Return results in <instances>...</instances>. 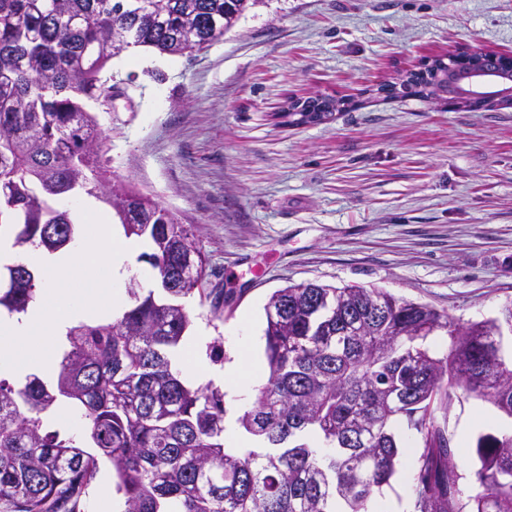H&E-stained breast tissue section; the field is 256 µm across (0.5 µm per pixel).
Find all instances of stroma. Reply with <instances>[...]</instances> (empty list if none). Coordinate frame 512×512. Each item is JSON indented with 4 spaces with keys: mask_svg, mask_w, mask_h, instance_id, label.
I'll use <instances>...</instances> for the list:
<instances>
[{
    "mask_svg": "<svg viewBox=\"0 0 512 512\" xmlns=\"http://www.w3.org/2000/svg\"><path fill=\"white\" fill-rule=\"evenodd\" d=\"M512 50V0H266L189 56L125 52L88 102L104 131L108 176L151 192L190 225L219 317L186 307L197 354L223 387L263 306L296 284L381 288L456 323L512 301V107L472 111L372 88L460 47ZM349 96L350 111L290 126V97ZM224 357L214 360L213 346ZM438 415L464 495L475 493L479 434L512 429L487 400L458 392ZM377 502L414 512L421 438Z\"/></svg>",
    "mask_w": 512,
    "mask_h": 512,
    "instance_id": "35a3bbf8",
    "label": "stroma"
}]
</instances>
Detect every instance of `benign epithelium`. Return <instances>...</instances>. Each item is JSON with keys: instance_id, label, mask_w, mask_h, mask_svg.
<instances>
[{"instance_id": "1", "label": "benign epithelium", "mask_w": 512, "mask_h": 512, "mask_svg": "<svg viewBox=\"0 0 512 512\" xmlns=\"http://www.w3.org/2000/svg\"><path fill=\"white\" fill-rule=\"evenodd\" d=\"M445 66L446 87L429 101L471 110L512 106V51L460 48L451 52Z\"/></svg>"}]
</instances>
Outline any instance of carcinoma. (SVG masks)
I'll use <instances>...</instances> for the list:
<instances>
[{
  "instance_id": "carcinoma-1",
  "label": "carcinoma",
  "mask_w": 512,
  "mask_h": 512,
  "mask_svg": "<svg viewBox=\"0 0 512 512\" xmlns=\"http://www.w3.org/2000/svg\"><path fill=\"white\" fill-rule=\"evenodd\" d=\"M0 0V225L14 245L56 252L75 224L50 201L93 194L103 139L86 102L108 92L99 73L128 45L192 55L263 0ZM101 201L123 207L127 237H146L142 258L166 299L143 294L107 323H80L54 380L0 377V512H78L98 457L112 462L125 512H373L400 461L391 423L421 435L414 512H512V431L482 434L475 495L463 500L453 449L434 403L462 388L512 420V302L466 326L432 306L381 288L315 283L274 291L264 310L267 384L238 422L262 447L224 442V393L191 388L171 355L191 319L182 299L206 296L197 240L154 198L123 182ZM0 314L21 315L39 292L29 266L5 267ZM438 332L444 351L430 346ZM65 401L84 434L48 430ZM319 436L312 445L308 435ZM98 455L85 451L86 445Z\"/></svg>"
}]
</instances>
